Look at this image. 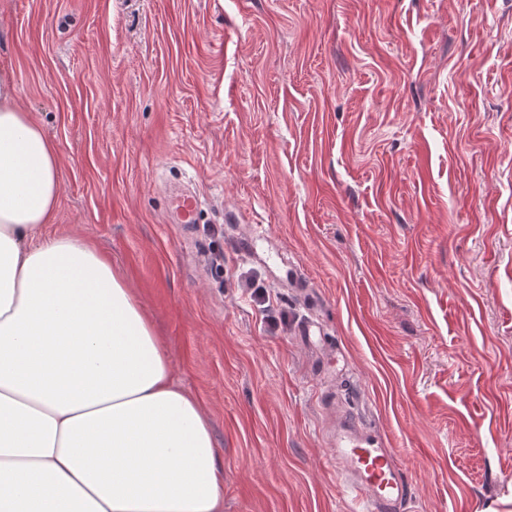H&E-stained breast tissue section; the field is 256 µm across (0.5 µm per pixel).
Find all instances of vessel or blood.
<instances>
[{
  "instance_id": "obj_1",
  "label": "vessel or blood",
  "mask_w": 512,
  "mask_h": 512,
  "mask_svg": "<svg viewBox=\"0 0 512 512\" xmlns=\"http://www.w3.org/2000/svg\"><path fill=\"white\" fill-rule=\"evenodd\" d=\"M202 202L197 194L176 195L170 202L175 224H193ZM332 460L347 489L362 503V512H404L409 486L391 449L377 447L358 420L339 425L331 438Z\"/></svg>"
}]
</instances>
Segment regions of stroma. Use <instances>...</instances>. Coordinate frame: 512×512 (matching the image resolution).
Instances as JSON below:
<instances>
[{"label":"stroma","instance_id":"obj_1","mask_svg":"<svg viewBox=\"0 0 512 512\" xmlns=\"http://www.w3.org/2000/svg\"><path fill=\"white\" fill-rule=\"evenodd\" d=\"M0 68L62 156L46 235L134 289L224 512H355L345 413L408 512H512V0H0ZM202 202L195 193H182L172 198L170 202V217L175 224H196L197 214Z\"/></svg>","mask_w":512,"mask_h":512}]
</instances>
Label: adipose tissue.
<instances>
[{"label":"adipose tissue","mask_w":512,"mask_h":512,"mask_svg":"<svg viewBox=\"0 0 512 512\" xmlns=\"http://www.w3.org/2000/svg\"><path fill=\"white\" fill-rule=\"evenodd\" d=\"M0 70V512H224L207 411L134 291L42 237L62 157Z\"/></svg>","instance_id":"1"}]
</instances>
